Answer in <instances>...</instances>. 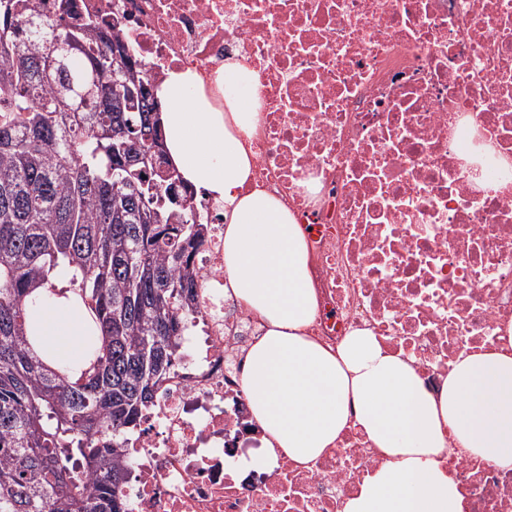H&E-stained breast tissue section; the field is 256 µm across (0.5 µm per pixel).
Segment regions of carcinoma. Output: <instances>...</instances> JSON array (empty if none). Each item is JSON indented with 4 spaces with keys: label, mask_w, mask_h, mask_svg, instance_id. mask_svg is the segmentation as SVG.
Segmentation results:
<instances>
[{
    "label": "carcinoma",
    "mask_w": 512,
    "mask_h": 512,
    "mask_svg": "<svg viewBox=\"0 0 512 512\" xmlns=\"http://www.w3.org/2000/svg\"><path fill=\"white\" fill-rule=\"evenodd\" d=\"M151 133L160 160L146 165L134 153ZM163 140L118 38L0 0V512H126L125 443L195 319L208 230ZM72 270L103 339L76 381L27 327L28 296Z\"/></svg>",
    "instance_id": "cac0c4a2"
}]
</instances>
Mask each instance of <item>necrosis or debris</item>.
Returning <instances> with one entry per match:
<instances>
[{
	"instance_id": "necrosis-or-debris-1",
	"label": "necrosis or debris",
	"mask_w": 512,
	"mask_h": 512,
	"mask_svg": "<svg viewBox=\"0 0 512 512\" xmlns=\"http://www.w3.org/2000/svg\"><path fill=\"white\" fill-rule=\"evenodd\" d=\"M40 2L103 19L152 86L189 69L220 106L225 59L259 72L251 185L308 227L307 336L334 349L371 330L432 394L462 355L512 353V0ZM187 206L209 227L200 332L128 441L130 512H345L383 461L355 428L316 460L244 467L265 451L242 387L261 322L224 296L223 205ZM442 462L464 512H512V464L452 437Z\"/></svg>"
}]
</instances>
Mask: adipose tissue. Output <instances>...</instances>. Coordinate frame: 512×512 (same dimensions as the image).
Here are the masks:
<instances>
[{"mask_svg": "<svg viewBox=\"0 0 512 512\" xmlns=\"http://www.w3.org/2000/svg\"><path fill=\"white\" fill-rule=\"evenodd\" d=\"M192 70L169 72L158 89L171 163L224 204V292L262 321L247 352L242 386L269 448L309 462L331 449L347 426L383 451L345 512H463L442 465L447 436L464 451L512 462V355L463 356L439 394L422 387L412 361L388 353L368 330L329 351L305 336L317 296L300 224L275 195L245 191L253 170L258 114L250 95L259 74L224 62L223 109L196 91ZM29 321L53 345L50 364L78 379L87 345L101 332L67 283L36 289Z\"/></svg>", "mask_w": 512, "mask_h": 512, "instance_id": "ef3b65f1", "label": "adipose tissue"}]
</instances>
